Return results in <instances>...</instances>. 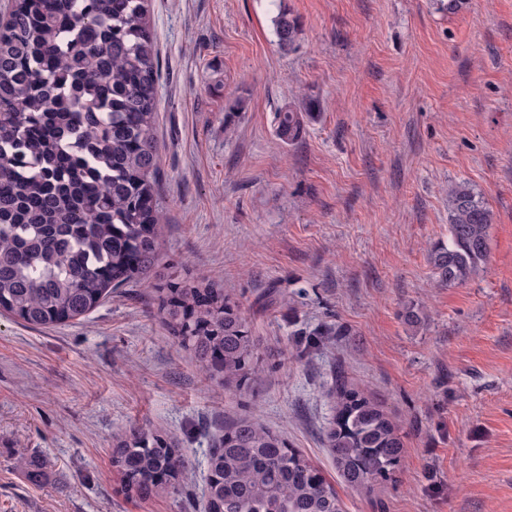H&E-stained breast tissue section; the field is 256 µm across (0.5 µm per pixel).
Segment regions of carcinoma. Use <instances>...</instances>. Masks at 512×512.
<instances>
[{"label":"carcinoma","instance_id":"1","mask_svg":"<svg viewBox=\"0 0 512 512\" xmlns=\"http://www.w3.org/2000/svg\"><path fill=\"white\" fill-rule=\"evenodd\" d=\"M272 23L279 47L292 49L297 20L281 10ZM159 79L145 0H13L0 27V313L55 326L148 280L181 347L241 390L260 354L239 305L213 283L158 267ZM315 111L282 107L278 138L299 140ZM448 219V243L430 253L443 286L485 261L493 214L461 184ZM330 398L324 435L343 482L370 491L392 479L404 441L384 402L339 369ZM112 461L126 494L141 499L171 493L185 468L174 437L137 426L115 434ZM206 469V512H345L318 469L255 419L224 428Z\"/></svg>","mask_w":512,"mask_h":512}]
</instances>
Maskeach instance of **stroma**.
<instances>
[{
  "mask_svg": "<svg viewBox=\"0 0 512 512\" xmlns=\"http://www.w3.org/2000/svg\"><path fill=\"white\" fill-rule=\"evenodd\" d=\"M296 18L277 44L278 10ZM159 51V263L237 300L261 363L230 392L181 349L148 283L54 327L0 316V512H204L206 458L259 417L346 512H512V0H148ZM316 99L302 139L275 114ZM492 210L489 254L438 285L448 192ZM423 312L418 326L407 307ZM340 335L313 346L321 327ZM404 436L395 478L347 487L326 447L337 366ZM173 435V493L122 492L115 433ZM26 468H17L19 458ZM272 23L279 47L283 50L292 49L299 31L297 20L289 17L286 11L280 10L273 17Z\"/></svg>",
  "mask_w": 512,
  "mask_h": 512,
  "instance_id": "obj_1",
  "label": "stroma"
}]
</instances>
